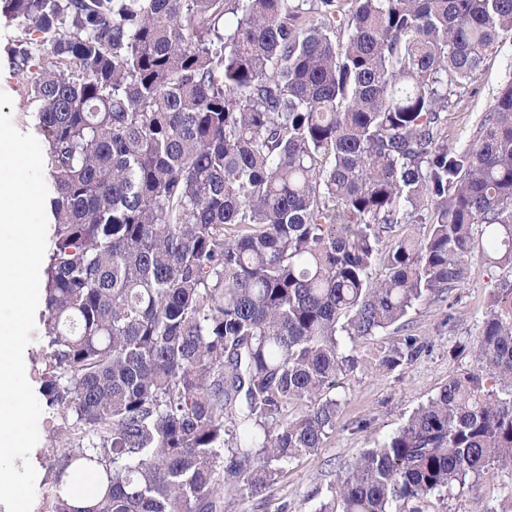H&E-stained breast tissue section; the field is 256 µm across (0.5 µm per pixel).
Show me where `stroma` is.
Returning a JSON list of instances; mask_svg holds the SVG:
<instances>
[{
  "label": "stroma",
  "instance_id": "1",
  "mask_svg": "<svg viewBox=\"0 0 512 512\" xmlns=\"http://www.w3.org/2000/svg\"><path fill=\"white\" fill-rule=\"evenodd\" d=\"M21 30L15 21L0 16V91L13 100L0 108L11 115L15 127L29 132V115L36 109L28 92V78L14 64ZM512 83V38L504 39L487 57L484 69L469 91L454 98L447 112L448 145L467 149L475 139L480 121L501 88ZM467 280L454 290L449 305L422 301L409 310L405 324L411 334L426 341L424 352L411 364L383 370L378 359L397 344L399 332L387 330L366 340L350 343L341 337L342 347H354L360 368L341 377L335 395L341 402L338 427L320 454L293 461L286 474L260 495L235 501V512H317L338 469L353 463L361 453L394 432L405 417L426 403L456 375L471 364L456 355V345L474 340L479 333L489 294L512 271L486 264L480 258L468 260ZM454 312V325L444 322ZM60 419L43 409L38 422L39 441L29 459L37 479L32 512H50L48 467L53 450L66 441L59 432ZM512 495V463H498L481 477L477 488L454 487L444 497H431L428 512H484L486 507Z\"/></svg>",
  "mask_w": 512,
  "mask_h": 512
}]
</instances>
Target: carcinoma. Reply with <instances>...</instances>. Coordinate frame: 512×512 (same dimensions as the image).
<instances>
[{
	"label": "carcinoma",
	"instance_id": "1",
	"mask_svg": "<svg viewBox=\"0 0 512 512\" xmlns=\"http://www.w3.org/2000/svg\"><path fill=\"white\" fill-rule=\"evenodd\" d=\"M50 186L52 512H231L336 433L339 377L478 252L512 270V84L467 150L451 98L512 0H0ZM397 224L426 238L383 245ZM380 263L385 275L372 278ZM427 344L384 352L389 371ZM448 379L318 512H425L512 461V281Z\"/></svg>",
	"mask_w": 512,
	"mask_h": 512
}]
</instances>
